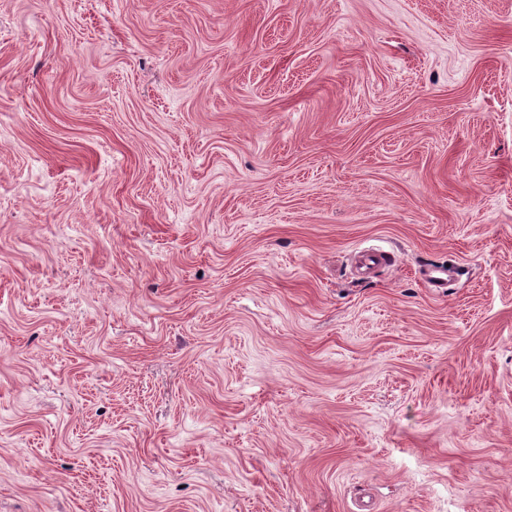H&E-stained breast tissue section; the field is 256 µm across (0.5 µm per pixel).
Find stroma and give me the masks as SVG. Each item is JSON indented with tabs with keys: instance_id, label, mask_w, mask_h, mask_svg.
I'll return each instance as SVG.
<instances>
[{
	"instance_id": "35a3bbf8",
	"label": "stroma",
	"mask_w": 512,
	"mask_h": 512,
	"mask_svg": "<svg viewBox=\"0 0 512 512\" xmlns=\"http://www.w3.org/2000/svg\"><path fill=\"white\" fill-rule=\"evenodd\" d=\"M0 512H512V0H0Z\"/></svg>"
}]
</instances>
